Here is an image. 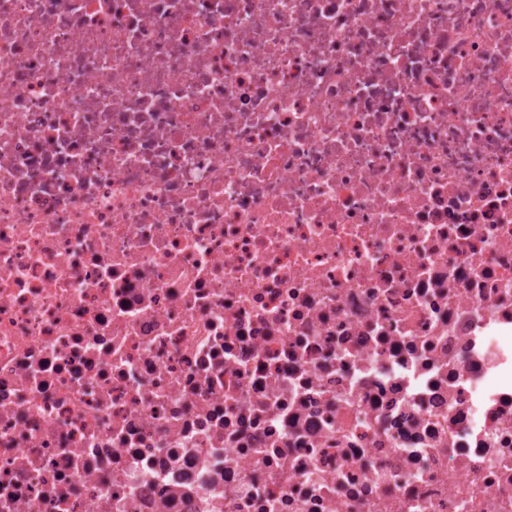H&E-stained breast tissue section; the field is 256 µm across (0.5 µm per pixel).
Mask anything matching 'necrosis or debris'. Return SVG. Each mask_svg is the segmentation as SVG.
<instances>
[{
  "instance_id": "1",
  "label": "necrosis or debris",
  "mask_w": 512,
  "mask_h": 512,
  "mask_svg": "<svg viewBox=\"0 0 512 512\" xmlns=\"http://www.w3.org/2000/svg\"><path fill=\"white\" fill-rule=\"evenodd\" d=\"M0 512H512V0H0Z\"/></svg>"
}]
</instances>
